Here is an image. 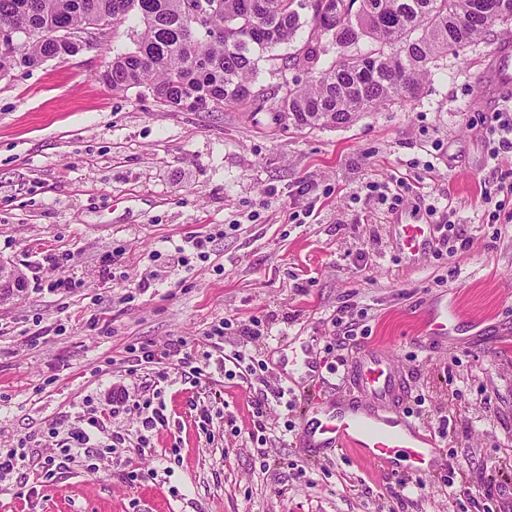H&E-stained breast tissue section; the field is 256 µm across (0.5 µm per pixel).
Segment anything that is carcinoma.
Listing matches in <instances>:
<instances>
[{"instance_id": "carcinoma-1", "label": "carcinoma", "mask_w": 512, "mask_h": 512, "mask_svg": "<svg viewBox=\"0 0 512 512\" xmlns=\"http://www.w3.org/2000/svg\"><path fill=\"white\" fill-rule=\"evenodd\" d=\"M193 0H0V23L24 36V65L32 68L71 50L48 37L58 28L84 32L131 16L134 48L113 56L98 79L115 92L146 89L157 102L179 107L190 89L221 103L254 96L258 62L291 42L302 27L296 0H203L213 26L191 21ZM310 39L282 69L314 64L328 46L336 59L303 87L283 81L278 111L300 128L348 124L359 113L402 105L448 52L459 53L493 31L492 13L512 17V0H311ZM366 41L369 47L361 49Z\"/></svg>"}]
</instances>
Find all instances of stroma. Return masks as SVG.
Returning a JSON list of instances; mask_svg holds the SVG:
<instances>
[{
	"instance_id": "stroma-1",
	"label": "stroma",
	"mask_w": 512,
	"mask_h": 512,
	"mask_svg": "<svg viewBox=\"0 0 512 512\" xmlns=\"http://www.w3.org/2000/svg\"><path fill=\"white\" fill-rule=\"evenodd\" d=\"M130 30L0 77V262L26 281L0 303V448L49 451V424L86 427L113 386L129 392L90 467L34 496L21 469L0 481V512H512V150L492 156L497 107L472 105L512 27L440 59L403 106L311 129L279 115L268 61L252 83L261 106L190 112L113 92L96 75L132 48ZM399 179L400 202L382 201ZM415 221L449 225L450 252L409 261L396 227ZM204 235L178 266L176 246ZM449 299L452 337L426 335ZM303 337L324 367L298 384L284 365ZM376 342L409 377L405 414L439 432L444 469L297 447L317 403L348 397L344 362ZM133 345L208 375L175 368L154 386L151 368L130 369ZM238 352L258 368L227 378ZM156 389L167 421L139 448L136 403ZM113 430L128 447L107 451Z\"/></svg>"
}]
</instances>
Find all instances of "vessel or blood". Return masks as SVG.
<instances>
[{"label":"vessel or blood","mask_w":512,"mask_h":512,"mask_svg":"<svg viewBox=\"0 0 512 512\" xmlns=\"http://www.w3.org/2000/svg\"><path fill=\"white\" fill-rule=\"evenodd\" d=\"M496 83H512V43H499L492 57ZM435 234L431 224H401L399 245L409 259H416ZM454 308L432 312L426 325L431 335L452 332ZM287 363L291 372L307 378L320 365L309 347L293 349ZM346 378L361 395L360 403L328 410L314 409L305 422V436L315 448H343L363 461L386 465L398 461L418 474H430L445 465L438 443L429 430L400 411L407 396L409 378L389 355L385 346L360 349L347 367Z\"/></svg>","instance_id":"1"}]
</instances>
